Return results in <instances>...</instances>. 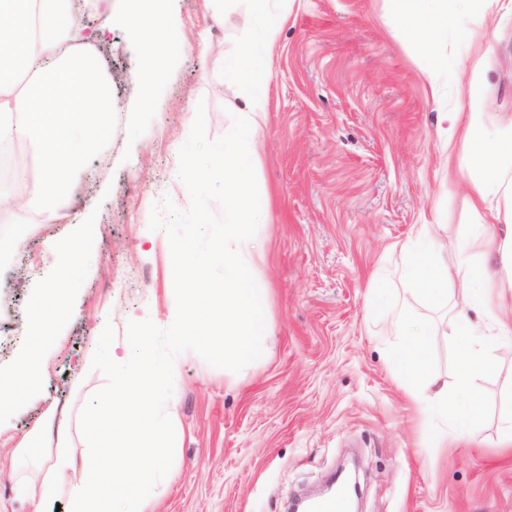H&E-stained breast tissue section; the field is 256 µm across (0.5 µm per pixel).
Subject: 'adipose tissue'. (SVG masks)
I'll return each instance as SVG.
<instances>
[{"label": "adipose tissue", "mask_w": 512, "mask_h": 512, "mask_svg": "<svg viewBox=\"0 0 512 512\" xmlns=\"http://www.w3.org/2000/svg\"><path fill=\"white\" fill-rule=\"evenodd\" d=\"M169 0H125V18L146 42V82L166 70L180 54L178 43L164 40ZM462 0H389L398 24L415 34L423 51L419 66L430 92L448 69V57L434 48L438 35L457 20ZM73 0H0V146L19 145L31 154L24 191L0 189V216L38 213L43 221L60 222L69 207L73 186L83 176L86 158L112 128L109 78L98 63L77 53L88 43L75 24ZM461 142L449 176L468 175L473 206L485 207L489 222L478 225L488 255L497 268L472 263L458 251L455 267L441 257L430 225L419 227L414 244L406 246V276L414 293L435 307L452 306L450 336L454 342L456 377L453 385L438 382L430 367L433 329L423 322L396 316L399 341L391 351L406 385L438 418L454 415L460 432H467L481 414L477 381L500 367L498 336L512 334V200L507 212L494 207L504 177L512 172V137H493L486 130L481 103L471 99L468 111L453 119ZM63 277L45 285L33 297L26 322L27 354L13 373L0 377V404L21 409L40 385L42 349L60 311L64 288L73 281L74 256L65 243L51 246ZM457 301H449V288ZM473 309L490 315V331L470 318ZM128 354L112 384L97 397L90 415L94 441L82 461H75L67 430L58 427L51 450L53 463L19 475V495L32 512H51L56 499L69 502V512H155L160 461L173 439L174 418L158 419V401L176 385L175 371L156 354L150 336L132 329Z\"/></svg>", "instance_id": "ef3b65f1"}]
</instances>
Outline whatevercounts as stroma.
<instances>
[{
    "label": "stroma",
    "mask_w": 512,
    "mask_h": 512,
    "mask_svg": "<svg viewBox=\"0 0 512 512\" xmlns=\"http://www.w3.org/2000/svg\"><path fill=\"white\" fill-rule=\"evenodd\" d=\"M123 0L93 10L108 25L98 46L112 77V134L89 161L74 200L80 224H1L17 250L0 255V370L24 344V312L38 279L54 274L47 241L75 243L76 285L45 348L38 395L0 416V512H31L16 478L47 461V409L67 421L75 456L93 436L84 418L127 351L129 321L169 326L176 312L169 242L148 228L152 205L187 209L178 151L198 102L209 139L248 97L220 69L242 33L238 8L212 18L202 0H170L167 39L184 50L144 79L142 38ZM437 49L448 56L430 96L418 50L388 0H291L270 57L271 82L255 162L268 199L254 266L271 332L260 359L234 373L188 351L155 413L176 412V451L157 481L158 512H288L341 460L358 459L360 512H512V449L499 445L512 408L502 380H480L484 410L468 435L432 421L407 395L390 356L394 313L432 323V370L453 382L449 314L413 293L402 249L419 224L454 260L457 245L485 253L466 180L449 181L442 113L468 109L476 86L488 130L512 132V0L464 7ZM110 350L92 354L94 337ZM40 436L32 457L13 450Z\"/></svg>",
    "instance_id": "35a3bbf8"
}]
</instances>
